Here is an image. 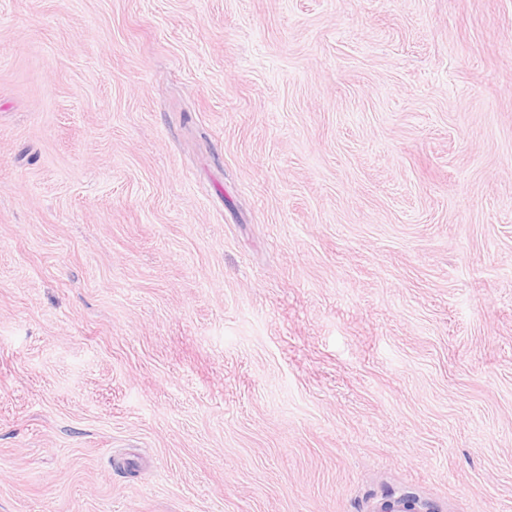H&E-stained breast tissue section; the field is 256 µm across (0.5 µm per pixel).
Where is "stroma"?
<instances>
[{"instance_id": "1", "label": "stroma", "mask_w": 512, "mask_h": 512, "mask_svg": "<svg viewBox=\"0 0 512 512\" xmlns=\"http://www.w3.org/2000/svg\"><path fill=\"white\" fill-rule=\"evenodd\" d=\"M512 512V0H0V512Z\"/></svg>"}]
</instances>
